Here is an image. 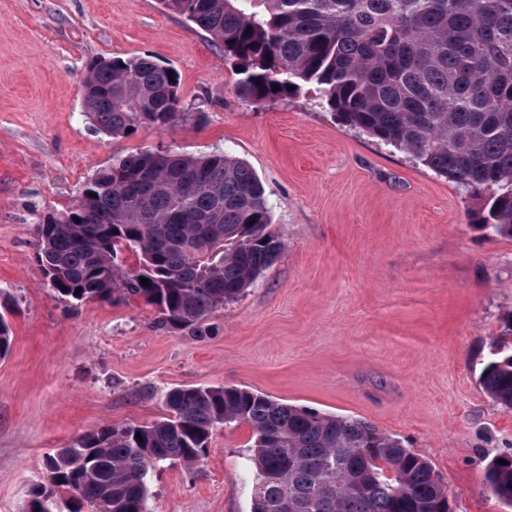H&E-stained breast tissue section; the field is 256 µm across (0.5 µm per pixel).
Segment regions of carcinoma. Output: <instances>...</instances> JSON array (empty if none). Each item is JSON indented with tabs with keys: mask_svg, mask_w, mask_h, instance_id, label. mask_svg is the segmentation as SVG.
Instances as JSON below:
<instances>
[{
	"mask_svg": "<svg viewBox=\"0 0 512 512\" xmlns=\"http://www.w3.org/2000/svg\"><path fill=\"white\" fill-rule=\"evenodd\" d=\"M238 69L240 95L283 101L316 86L346 125L476 197L471 224L512 238V0H159ZM150 56L97 57L82 77L96 132L175 117L180 75ZM269 209L244 161L214 152L130 153L94 171L73 205L35 226L48 287L83 303L138 298L163 329H191L278 257ZM136 256L127 267L120 254ZM148 279L144 286L140 278ZM479 382L512 410V321ZM12 330L0 312V358ZM152 424L104 426L45 460L23 512H149L150 474L192 468L219 425L252 431L250 512H448L432 465L395 435L236 386L169 390ZM141 438H136V435ZM485 480L512 512V454Z\"/></svg>",
	"mask_w": 512,
	"mask_h": 512,
	"instance_id": "obj_1",
	"label": "carcinoma"
}]
</instances>
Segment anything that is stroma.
<instances>
[{
	"mask_svg": "<svg viewBox=\"0 0 512 512\" xmlns=\"http://www.w3.org/2000/svg\"><path fill=\"white\" fill-rule=\"evenodd\" d=\"M149 55L181 77L165 127L95 132L86 64ZM314 89L257 106L224 55L157 0H0V512H20L43 459L104 425H148L186 385L238 386L363 418L428 460L453 512H504L487 462L512 452V411L479 375L512 313V239L475 200L342 124ZM248 163L284 247L215 311L205 335L156 328L138 300H61L35 258L40 216L69 208L96 168L139 149ZM251 430L218 426L207 457L152 472V512H250Z\"/></svg>",
	"mask_w": 512,
	"mask_h": 512,
	"instance_id": "35a3bbf8",
	"label": "stroma"
}]
</instances>
